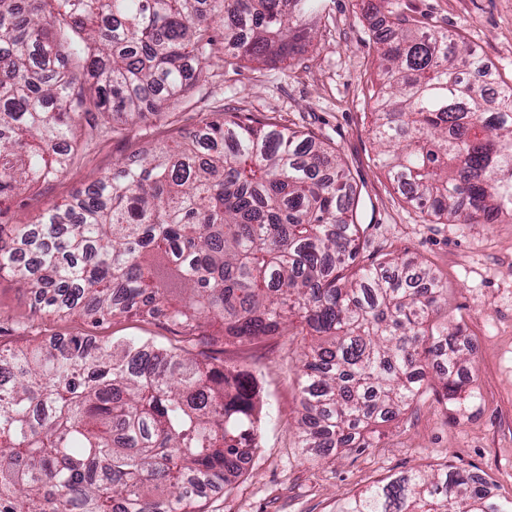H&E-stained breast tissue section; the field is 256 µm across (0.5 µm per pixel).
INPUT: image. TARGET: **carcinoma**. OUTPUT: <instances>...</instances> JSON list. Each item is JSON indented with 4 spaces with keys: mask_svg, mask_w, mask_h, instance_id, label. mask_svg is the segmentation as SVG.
Instances as JSON below:
<instances>
[{
    "mask_svg": "<svg viewBox=\"0 0 512 512\" xmlns=\"http://www.w3.org/2000/svg\"><path fill=\"white\" fill-rule=\"evenodd\" d=\"M321 0H0V199L63 176L77 129L126 136L228 59L301 54ZM372 133L407 203L440 224L512 213V83L463 80L481 63L397 14L376 31ZM362 226L339 160L311 136L213 110L135 151L83 194L0 230V273L45 313L149 311L188 347L310 336L301 366L308 457L367 448L432 380L448 399L472 352L434 322L444 283L421 263L362 265ZM431 346H426L427 340ZM246 367L148 342L0 349V512H204L255 454ZM336 512H512L445 465L377 481Z\"/></svg>",
    "mask_w": 512,
    "mask_h": 512,
    "instance_id": "1",
    "label": "carcinoma"
}]
</instances>
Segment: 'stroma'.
Here are the masks:
<instances>
[{
	"label": "stroma",
	"instance_id": "1",
	"mask_svg": "<svg viewBox=\"0 0 512 512\" xmlns=\"http://www.w3.org/2000/svg\"><path fill=\"white\" fill-rule=\"evenodd\" d=\"M394 12L453 34L491 63L499 80L512 83V0H323L312 21L315 36L301 56L284 63L213 58L205 78L167 115L134 127L130 139L98 138L64 177L0 202L5 228L34 219L111 173L137 145L169 141L177 130L193 129L202 111L222 106L313 133L342 157L359 193L361 263L404 252L426 262L446 284L438 319L462 325L473 344L457 400H447L441 386L424 389L382 424L370 447L333 453L316 464L296 446L303 415L299 339L225 345V363L246 367L257 379L262 437L233 486L206 498L208 512H335L340 500L380 479L445 463L480 474L499 497L512 498V216L501 214L494 224H439L391 185L371 128L374 35ZM74 335L178 344L161 318L128 314L97 321L38 312L31 291L0 274L1 349Z\"/></svg>",
	"mask_w": 512,
	"mask_h": 512
}]
</instances>
